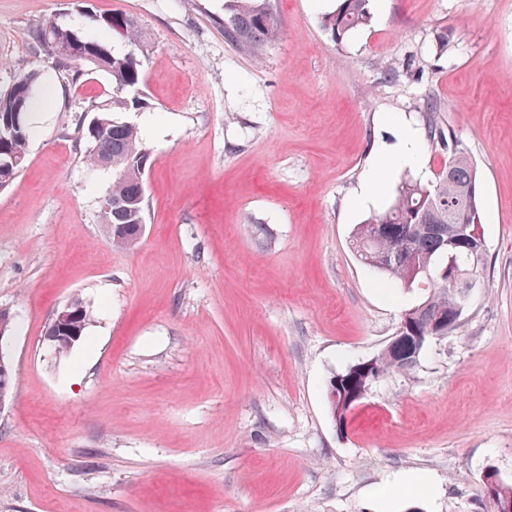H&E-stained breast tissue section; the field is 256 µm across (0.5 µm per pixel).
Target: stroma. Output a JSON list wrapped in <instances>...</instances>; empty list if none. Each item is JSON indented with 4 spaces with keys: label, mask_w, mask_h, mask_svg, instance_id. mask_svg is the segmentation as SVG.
<instances>
[{
    "label": "stroma",
    "mask_w": 512,
    "mask_h": 512,
    "mask_svg": "<svg viewBox=\"0 0 512 512\" xmlns=\"http://www.w3.org/2000/svg\"><path fill=\"white\" fill-rule=\"evenodd\" d=\"M225 0H0V89L32 63L59 89L26 165L0 192V307L13 370L0 411V512H485L483 477L512 483V0H370L336 44L335 0H270L262 61L224 41ZM132 18L149 44L121 113L150 154L146 228L131 252L100 222L112 183L86 129L110 89L55 71L34 28ZM448 50L436 52V33ZM477 165L486 242L463 327L409 373L374 384L337 426L332 374L376 354L421 291L355 256L356 224L404 178L433 179L427 102ZM401 117L423 170L353 196ZM79 297L94 312L58 355L46 340Z\"/></svg>",
    "instance_id": "35a3bbf8"
}]
</instances>
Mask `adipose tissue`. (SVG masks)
<instances>
[{"mask_svg":"<svg viewBox=\"0 0 512 512\" xmlns=\"http://www.w3.org/2000/svg\"><path fill=\"white\" fill-rule=\"evenodd\" d=\"M378 161L361 181L354 198L362 204L374 199L386 187L394 169L399 167L418 168L423 164L418 140L409 129H402L396 143L381 145Z\"/></svg>","mask_w":512,"mask_h":512,"instance_id":"obj_1","label":"adipose tissue"}]
</instances>
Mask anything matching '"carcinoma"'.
Segmentation results:
<instances>
[{
	"instance_id": "obj_1",
	"label": "carcinoma",
	"mask_w": 512,
	"mask_h": 512,
	"mask_svg": "<svg viewBox=\"0 0 512 512\" xmlns=\"http://www.w3.org/2000/svg\"><path fill=\"white\" fill-rule=\"evenodd\" d=\"M370 20L369 0H339L336 10L322 18V26L340 45L351 32L367 26ZM87 28L88 31L79 32L56 18H49L37 26L35 38L40 42L43 35L49 34L66 48L77 38L107 51L96 65L81 63L82 69L105 75L112 86V95L96 107L94 117L103 122L105 131L95 138L89 127L82 137L90 142L85 161L112 169V185L102 201L101 218L112 246L130 251L140 244L143 236L144 175L149 152L139 129L115 119L114 113L147 106L141 96L126 95L142 82L146 45L134 20L123 13H112L110 26L89 21ZM281 28V18L269 7V0H225L224 41L242 53L262 58L264 48L275 41ZM100 31L120 38L126 49L111 50L97 36ZM41 77L37 64L17 77V81L34 89L23 105L28 114L42 89ZM440 112L436 103H427L428 140L436 152L446 156L441 173L428 182L403 180L392 202L356 225L352 233V249L366 267L405 288H415L421 283L426 288L420 300L405 310L402 331L371 358L330 377L328 399L341 428L352 410L349 401L394 372L412 370L431 337L448 336V324H454L455 332L461 329L464 315L460 308L479 287L478 277L486 251L474 252L475 246L469 242L454 249L447 245L446 239L452 224L482 223L480 178L467 150L447 134ZM31 133V120L27 118L15 130L13 138L0 141V190L9 187L24 168ZM444 268L448 269V275L435 276V272ZM484 481L495 488L498 498L512 497V484L501 480L496 472H487Z\"/></svg>"
}]
</instances>
